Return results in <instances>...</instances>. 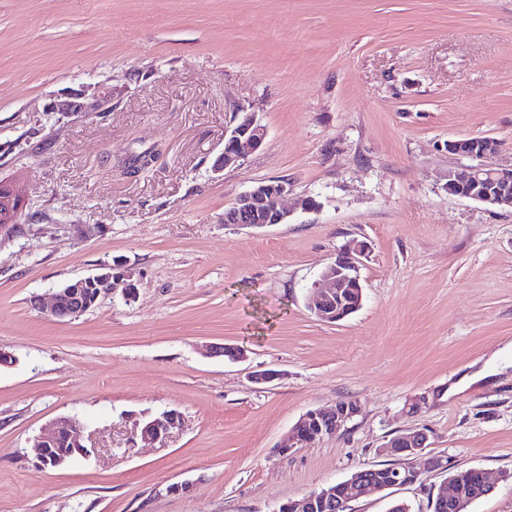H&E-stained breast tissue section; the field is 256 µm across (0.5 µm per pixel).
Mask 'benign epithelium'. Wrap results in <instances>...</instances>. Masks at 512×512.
<instances>
[{
    "label": "benign epithelium",
    "mask_w": 512,
    "mask_h": 512,
    "mask_svg": "<svg viewBox=\"0 0 512 512\" xmlns=\"http://www.w3.org/2000/svg\"><path fill=\"white\" fill-rule=\"evenodd\" d=\"M267 130L256 113L250 112L225 135L224 152L217 159L214 170L235 165L257 151L266 138ZM448 152L472 160L448 170V194L474 200L487 208H512V164L505 165L496 160L497 146L486 138L470 137L448 142ZM288 183L277 181L259 182L241 193L232 207V214L224 218V223L238 227L264 228L288 221V210L282 206L283 198L288 195ZM0 201L3 202L5 223H0V243L19 233L14 224L16 217L26 207V202L15 191L13 184L5 180L0 182ZM369 252L364 241H354L346 245L321 273L324 286L311 293L307 307L318 319L327 323H337L346 318L343 311L356 312L362 303V289L355 295L349 291L359 283V270L362 257ZM122 286L124 297L131 301L138 293L139 279L136 273L125 267L114 271L108 266L104 271L74 279L53 294L50 314L58 319H74L96 308L101 299L112 293L116 285ZM359 412V406L350 401L336 405L331 412L311 410L306 412L294 425L289 447L308 444L317 439L339 432L348 421ZM182 417L175 410H167L147 419L141 427V440L153 442L168 435L181 426ZM67 436L71 448L82 456L88 457L92 449L88 448L79 435V425L74 419H63L56 427L40 436L34 445L41 464L59 467L65 464L66 456L55 455L51 449L60 436ZM429 447V436L422 430L403 433L390 439L381 452L391 456H403L408 459L422 455ZM364 472L355 474L347 483L335 484L313 491L303 498L281 505L283 512H316L328 503L347 505L350 498L364 496ZM419 472L406 466L392 468L385 473L382 481L370 485L376 491L396 486L414 484ZM438 499L452 508H462L470 504V483L462 475L449 482V491Z\"/></svg>",
    "instance_id": "7a95c632"
}]
</instances>
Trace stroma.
<instances>
[{
	"instance_id": "35a3bbf8",
	"label": "stroma",
	"mask_w": 512,
	"mask_h": 512,
	"mask_svg": "<svg viewBox=\"0 0 512 512\" xmlns=\"http://www.w3.org/2000/svg\"><path fill=\"white\" fill-rule=\"evenodd\" d=\"M75 93L86 111H52ZM245 111L263 145L214 172ZM468 137L512 161V0H0V179L28 201L0 244V512H277L415 429L443 469L410 459L418 482L347 512H430L467 468L496 483L469 512H512V211L448 194ZM268 180L288 222L225 224ZM354 240L363 305L323 322L306 297ZM117 262L134 301L34 307ZM343 401L339 432L279 452ZM167 410L181 426L143 443ZM63 417L95 451L43 466L33 441Z\"/></svg>"
}]
</instances>
